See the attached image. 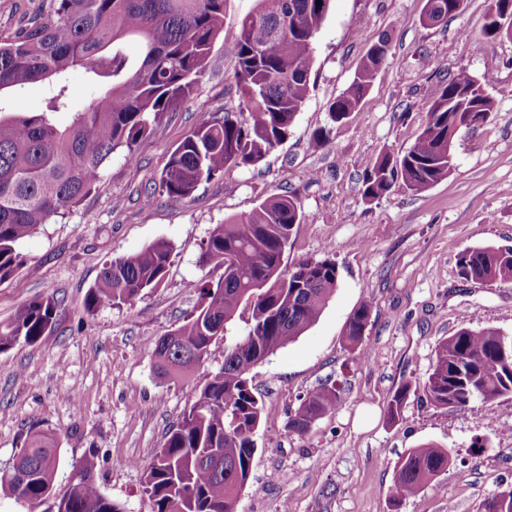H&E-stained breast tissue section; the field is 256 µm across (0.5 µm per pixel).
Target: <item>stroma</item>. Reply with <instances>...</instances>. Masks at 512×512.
<instances>
[{
	"label": "stroma",
	"mask_w": 512,
	"mask_h": 512,
	"mask_svg": "<svg viewBox=\"0 0 512 512\" xmlns=\"http://www.w3.org/2000/svg\"><path fill=\"white\" fill-rule=\"evenodd\" d=\"M424 4L332 0L316 40L313 86L288 140L257 166L225 169L181 202L144 206L173 147L238 104L229 39L255 0H227L225 39L214 43L195 92L139 142L137 163L115 152L72 214L25 239L24 265L0 282L2 322L39 297L61 303L42 341L0 353V468L34 429L59 455L57 493L73 465L93 455L100 491L124 512H150L142 467L223 365L250 312L239 309L208 358L180 378L159 375L155 343L200 305L198 283L223 276L222 267L199 262L211 227L286 194L300 201L305 219L285 265L331 257L339 284L318 321L252 372L263 411L237 512H483L488 499L512 489V398L453 410L412 396L398 421L387 416L395 392L425 381L437 343L462 323L512 334V283L467 281L458 266L465 248L512 247V39L484 38L489 0H465L460 15L436 26L422 24ZM381 36L389 51L360 110L331 123L330 102ZM459 72L479 80L495 106L489 121L458 134L452 173L420 194L398 186L366 201L367 162L408 150L435 92ZM322 127L330 140L319 145L313 135ZM160 239L173 251L158 288L131 305L86 311L106 261ZM367 300L372 315L358 359L343 332ZM325 382L339 390L336 412L305 433L289 430L300 399ZM478 436L488 441L480 452L472 447ZM428 442L453 449V464L393 503L387 488L399 456Z\"/></svg>",
	"instance_id": "35a3bbf8"
}]
</instances>
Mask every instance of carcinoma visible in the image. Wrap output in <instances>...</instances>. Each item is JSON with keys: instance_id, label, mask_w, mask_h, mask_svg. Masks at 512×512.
<instances>
[{"instance_id": "1", "label": "carcinoma", "mask_w": 512, "mask_h": 512, "mask_svg": "<svg viewBox=\"0 0 512 512\" xmlns=\"http://www.w3.org/2000/svg\"><path fill=\"white\" fill-rule=\"evenodd\" d=\"M42 12L0 39V98L31 82L49 87L44 109L27 112L21 100L0 106V282L24 261L19 244L36 230L64 217L99 181L113 153L136 160L139 141L179 110L195 91L216 39L224 34L226 0H44ZM233 35L238 104L215 112L174 147L144 202H181L198 185L229 167H250L288 140L311 87L315 42L331 0H256ZM464 0H425L423 23L437 25L463 11ZM483 33L512 39V0H491ZM140 43L132 56L126 44ZM389 51L374 42L348 88L328 106L340 123L358 111ZM81 68L99 95L74 110L67 73ZM494 99L467 75L444 83L426 112L424 125L401 156L380 153L363 176L371 201L402 183L421 193L448 178V155L457 132L473 111L485 122ZM74 112L66 126L58 112ZM304 213L297 199L271 196L252 211L214 225L200 260L224 269L215 285H197L201 304L175 330L160 337L154 354L165 376L182 377L209 354L215 337L241 306L251 311L244 336L224 350V365L199 390L194 404L168 430L159 451L143 466V491L151 512H237L256 452L253 433L262 404L250 373L315 324L338 287L336 261L303 259L283 267L284 253ZM172 246L158 240L104 264L88 291L86 309L131 305L166 277ZM459 271L473 282H511L512 248L464 250ZM371 302H363L345 329L348 347L362 352ZM60 303L38 298L0 322V352L43 339ZM512 336L496 328L462 327L440 340L431 372L420 386L404 384L387 409L400 415L410 393L431 405L451 408L466 396L491 402L512 397V359L501 357ZM336 386L321 384L300 399L288 428L305 433L336 411ZM451 451L429 442L400 457L388 489L399 503L418 494L446 471ZM59 466L57 450L35 432L11 466L0 469V490L18 494L26 512H44ZM97 460L74 468L67 492L54 512H121L95 480Z\"/></svg>"}]
</instances>
